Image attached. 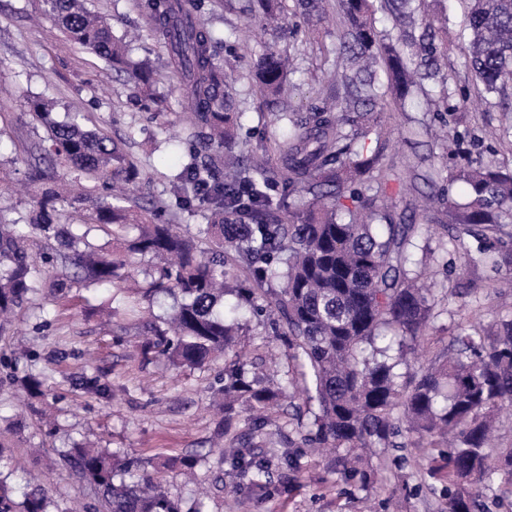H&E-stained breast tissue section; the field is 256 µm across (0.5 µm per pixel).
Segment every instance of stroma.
I'll return each instance as SVG.
<instances>
[{"mask_svg":"<svg viewBox=\"0 0 512 512\" xmlns=\"http://www.w3.org/2000/svg\"><path fill=\"white\" fill-rule=\"evenodd\" d=\"M89 8L106 16L116 34L133 35L132 55L149 58L166 69L164 39L139 8V0H89ZM429 16L448 13V68L460 72L468 38L466 0H427ZM287 27L299 30L292 109L304 110L314 99L327 63L325 51L335 49L333 27H309L290 17ZM249 58H242L235 82L241 128L233 154L248 153L282 134L272 108L249 76ZM167 98L163 112L147 118L133 99L134 85L126 74L108 70L88 51L64 43L45 0H0V222L25 223L34 213L38 187L28 176L26 151L44 134L29 118L27 104L35 100L54 105L57 120L80 114L83 124L111 138L125 140L147 176L143 187L155 206L169 197L170 176L187 160L186 124L177 88L163 83ZM465 141L472 156L490 160L499 145L502 115L487 98L471 94ZM423 98H415L399 116L390 154L398 175L392 190L408 199L426 190V176L443 167L446 155L425 133L431 120ZM426 246L434 254L428 280L437 302L427 344L408 355L410 370L429 366L452 344L460 326H489L512 320V294L496 287L511 276L479 268L448 279L443 274L452 242L439 228H431ZM155 260L136 257V278L110 288L83 286L57 296L35 298L17 312L0 332V471L9 483L22 488L38 476L50 490L59 512H83L94 494L80 483L59 454L72 443L106 448L128 458L159 462L185 454L200 456L194 480L179 469L162 470L160 479L172 495L191 501L198 487L208 491L206 512H446L444 480L429 477L430 458L422 448L408 446L377 451L371 459L381 479L370 486L347 482L336 472V449H299V464L290 477L270 474L267 490L239 487V478L219 450L247 433L244 424L225 426L224 414L212 402V388L224 367L223 359L196 368H177L162 359L145 360L142 347L150 337L143 315L148 301L132 294L144 287L145 273ZM118 308L107 316V308ZM50 319L40 329L42 319ZM243 356L261 379H281L288 361L278 342L267 338L255 318L245 321ZM46 368L44 395L31 399L20 381L33 368ZM99 375L106 393L85 386L89 374ZM301 395L283 401L266 421L263 436L252 438L253 451L283 452L293 434L290 415L302 405ZM287 491H280V481Z\"/></svg>","mask_w":512,"mask_h":512,"instance_id":"35a3bbf8","label":"stroma"}]
</instances>
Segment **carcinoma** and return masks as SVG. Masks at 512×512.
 <instances>
[{
    "label": "carcinoma",
    "instance_id": "obj_1",
    "mask_svg": "<svg viewBox=\"0 0 512 512\" xmlns=\"http://www.w3.org/2000/svg\"><path fill=\"white\" fill-rule=\"evenodd\" d=\"M469 41L463 53L464 84L451 85L447 71L448 15L428 18L423 0H245L242 11L263 29L301 15L311 23L336 18V60L330 71L333 99L318 98L303 112H278L288 133L260 146L264 159L244 164L224 148L234 139L228 83L237 47L202 19L203 6L187 0H142L165 40L171 73L184 87L189 109L186 141L196 157L172 175L170 210H186L192 196L211 201L206 223L194 235L155 221L153 210L131 196L140 175L138 160L110 136L89 131L79 115L58 122L52 106L28 103L46 136L35 145L33 178L43 185L35 215L27 224L0 222V315L35 295L60 292L82 282L115 285L132 277L136 255L158 260L144 295L173 300L163 326H156L148 350L178 367L197 368L224 356L216 394L224 398V419L240 416L249 430L265 423L286 389L300 388L307 423L298 447L343 450L339 473L346 481L370 479L363 465L369 448H399L398 438L416 434L438 451L448 480L447 512H486L478 488L499 474L512 477V448L489 463V434L495 415L512 405V320L496 326L464 327L456 352L441 355L419 371H402L407 352L429 329L434 299L409 268L410 251L423 237L416 215L448 220L456 253L467 264L446 276L481 265L499 271L512 250V170L473 158L465 135L441 120L448 175L422 203H402L389 192L396 175L387 158L395 131L394 112L425 83L440 87L426 97L433 112H462L470 88L498 99L512 112V0H469ZM56 24L73 45L127 73L143 91L146 112L160 107L152 92L160 74L129 58V44L110 22L91 12L86 0H47ZM392 24L383 31L376 14ZM225 58H220L221 52ZM292 74L289 56L271 45L253 54L252 75L272 103L282 102ZM278 155L277 178L266 156ZM237 175L221 180V166ZM66 168L105 191L122 188L112 200L71 198L58 190L54 169ZM85 205L79 222L61 205ZM123 232L124 251L108 252L89 240L91 228ZM478 242L469 255L465 238ZM44 244L29 252L28 241ZM56 275L45 277L48 266ZM268 321L286 347L288 378L263 383L236 348L242 327L224 316V298ZM45 375L27 374L22 388L44 394ZM66 464L98 498L102 512H202L171 495L142 460L75 442ZM255 489L267 487L272 467L297 468L284 453L259 455L242 443L227 459ZM48 489L28 486L18 502L0 475V512H52Z\"/></svg>",
    "mask_w": 512,
    "mask_h": 512
}]
</instances>
